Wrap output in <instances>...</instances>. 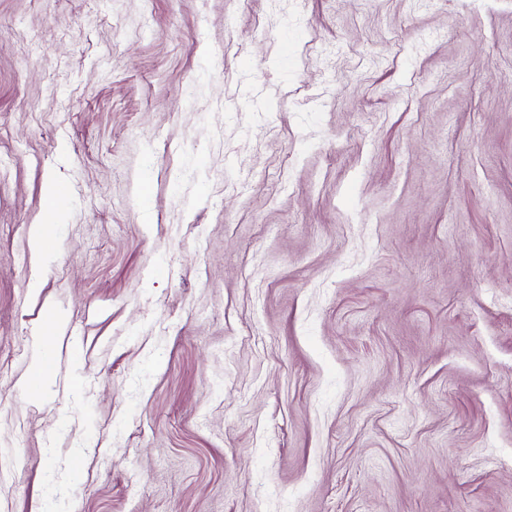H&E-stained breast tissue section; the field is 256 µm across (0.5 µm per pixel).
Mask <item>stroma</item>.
<instances>
[{"label": "stroma", "instance_id": "stroma-1", "mask_svg": "<svg viewBox=\"0 0 512 512\" xmlns=\"http://www.w3.org/2000/svg\"><path fill=\"white\" fill-rule=\"evenodd\" d=\"M0 467L512 512V0H0Z\"/></svg>", "mask_w": 512, "mask_h": 512}]
</instances>
